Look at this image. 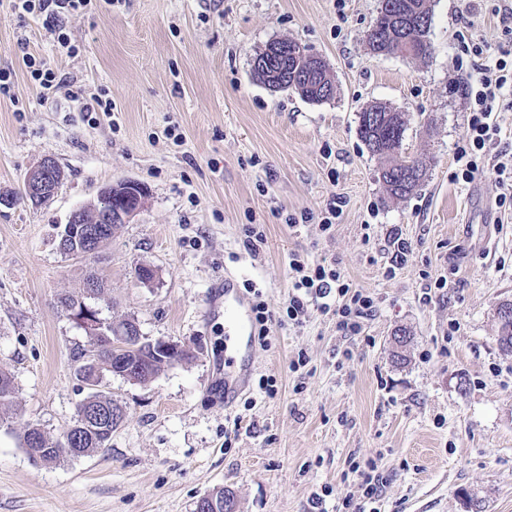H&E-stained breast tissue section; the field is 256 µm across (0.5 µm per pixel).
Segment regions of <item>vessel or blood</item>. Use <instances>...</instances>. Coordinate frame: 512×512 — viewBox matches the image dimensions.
I'll list each match as a JSON object with an SVG mask.
<instances>
[{
    "label": "vessel or blood",
    "mask_w": 512,
    "mask_h": 512,
    "mask_svg": "<svg viewBox=\"0 0 512 512\" xmlns=\"http://www.w3.org/2000/svg\"><path fill=\"white\" fill-rule=\"evenodd\" d=\"M224 314L229 328L224 349V397L230 400L250 382L249 351L255 341V330L249 298L229 274L224 277Z\"/></svg>",
    "instance_id": "obj_1"
}]
</instances>
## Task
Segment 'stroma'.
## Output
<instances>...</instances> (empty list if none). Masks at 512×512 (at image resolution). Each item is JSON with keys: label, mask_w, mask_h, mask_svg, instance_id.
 Returning <instances> with one entry per match:
<instances>
[{"label": "stroma", "mask_w": 512, "mask_h": 512, "mask_svg": "<svg viewBox=\"0 0 512 512\" xmlns=\"http://www.w3.org/2000/svg\"><path fill=\"white\" fill-rule=\"evenodd\" d=\"M427 62L372 56L379 0H92L69 13L78 48L60 54L41 15L0 5V369L15 380L13 416L0 424V512H194L224 488L238 512H324L357 494L351 458L377 460L389 480L380 512H512V353L498 341L497 309L512 302V212L498 208L492 173L452 182L469 116L464 96L484 59L459 57L455 33L503 42L504 0H429ZM295 40L322 58L336 86L315 103L275 91L251 70L256 51ZM41 56L86 94L108 92L113 117L89 121L83 102L41 96L27 75ZM382 103L404 113L403 150L427 174L410 197H391L362 143L359 114ZM64 177L46 204L20 190L42 159ZM145 184L141 212L91 259L61 254L56 236L103 187ZM342 213L317 218L330 199ZM309 214L300 222L301 214ZM297 225H289V217ZM262 235L258 251L248 231ZM400 236L407 261L387 277ZM335 263L376 304L363 335L309 306L282 322L289 260ZM148 264L156 281L140 284ZM106 290L102 317L136 318L143 336L180 343L192 359L136 383L100 372L99 390L125 418L107 447L45 465L21 445L27 426L59 437L91 389L78 374L92 344L62 311L88 273ZM233 273L259 292L272 319L254 372L224 398V305ZM447 276L446 288L430 279ZM409 330L405 362L393 334ZM306 352L309 370L288 366ZM277 393H261L260 379Z\"/></svg>", "instance_id": "1"}]
</instances>
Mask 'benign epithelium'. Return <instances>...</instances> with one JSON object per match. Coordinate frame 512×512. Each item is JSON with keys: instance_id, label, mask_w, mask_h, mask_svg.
<instances>
[{"instance_id": "benign-epithelium-1", "label": "benign epithelium", "mask_w": 512, "mask_h": 512, "mask_svg": "<svg viewBox=\"0 0 512 512\" xmlns=\"http://www.w3.org/2000/svg\"><path fill=\"white\" fill-rule=\"evenodd\" d=\"M294 67L291 72L288 87L294 88L307 79L306 71L315 66L324 67L322 60L308 54L304 47L293 50ZM62 181V174L57 165L50 159L42 160L31 170L24 183V194L33 204L40 205L49 201L55 194ZM147 196V187L134 181H124L102 188L96 198L95 219L92 223L83 221L82 210L78 209L69 217L58 235L60 252L78 258L97 255L107 241L101 233V224H127L141 211ZM67 315L73 321H78L81 328L89 336H104V319L99 316V310L87 306L66 308ZM110 416L102 410H85L79 417V427L89 428L93 425L104 430Z\"/></svg>"}]
</instances>
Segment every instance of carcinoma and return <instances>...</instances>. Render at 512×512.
<instances>
[{"label": "carcinoma", "instance_id": "1", "mask_svg": "<svg viewBox=\"0 0 512 512\" xmlns=\"http://www.w3.org/2000/svg\"><path fill=\"white\" fill-rule=\"evenodd\" d=\"M397 8L393 12L379 10L373 32L367 37L369 53L377 56L402 53V47L410 43L415 47L411 58L426 61L431 56L430 43L424 28V18L431 16L426 0H393ZM327 78V72L310 73L309 85L302 90V96L311 102H324L334 97V92L323 97L315 90L316 78ZM407 121L400 112H391L385 106H369L359 116V136L369 152L381 162L380 178L392 197L402 199L412 194L423 181L426 170L417 162L413 170L404 166L399 153L392 151V144L403 143ZM125 321L108 322L106 335L94 336L93 349L84 354L88 365L79 368L80 375H94L99 369L112 372L128 370L131 380L145 383L163 367L184 362L192 357L188 350L164 358L154 355L158 342L147 337L135 341H123ZM16 388L10 373L0 370V410L13 404ZM85 406L102 409L111 413V427H116L124 418V412L112 405V400L101 391L90 393ZM111 439L106 431H83L69 428L60 438L52 439L38 427L27 428L22 437V446L27 454L37 448L45 463H55L67 457H82L101 450Z\"/></svg>", "mask_w": 512, "mask_h": 512}]
</instances>
